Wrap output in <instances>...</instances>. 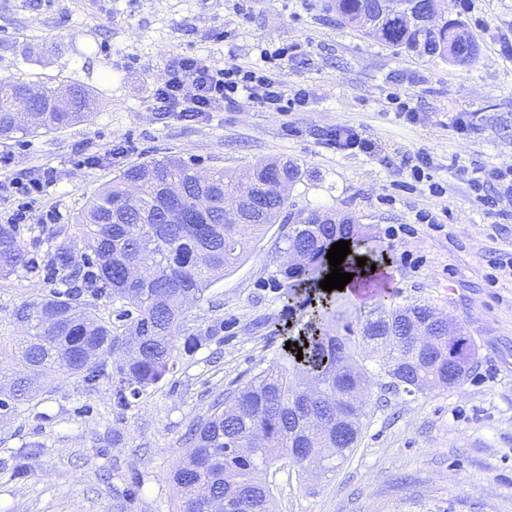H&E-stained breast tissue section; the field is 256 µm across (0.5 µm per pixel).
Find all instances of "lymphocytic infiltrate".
Instances as JSON below:
<instances>
[{"label": "lymphocytic infiltrate", "instance_id": "obj_1", "mask_svg": "<svg viewBox=\"0 0 512 512\" xmlns=\"http://www.w3.org/2000/svg\"><path fill=\"white\" fill-rule=\"evenodd\" d=\"M290 53L287 47L264 48L258 62L231 60L221 66L199 56L176 57L170 61L166 78L156 87L154 97L186 118L208 111L216 104L232 106L243 100L269 112H299L308 104L306 90L289 89L275 70L277 60ZM454 173L473 194L494 189L495 195L487 203L489 215L512 218L511 164L490 168L458 166Z\"/></svg>", "mask_w": 512, "mask_h": 512}]
</instances>
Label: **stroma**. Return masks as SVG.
<instances>
[{
  "instance_id": "stroma-1",
  "label": "stroma",
  "mask_w": 512,
  "mask_h": 512,
  "mask_svg": "<svg viewBox=\"0 0 512 512\" xmlns=\"http://www.w3.org/2000/svg\"><path fill=\"white\" fill-rule=\"evenodd\" d=\"M0 0V78L86 85L97 105L85 122L37 136L0 139V224L19 200L14 181L52 168L39 207L54 224L19 232L37 268L0 277V321L16 305L60 288L45 265L54 245L75 241L88 200L123 169L166 156L244 177L271 158L297 163L296 209L348 215L387 258L385 297L338 295L336 335L359 331L365 312L425 304L458 323L476 347L477 367L455 388L407 395L372 387L361 442L336 474L298 473L283 459L269 479L274 512H512V222L493 230L483 206L454 181L452 160L512 164V0H449L477 44L467 64L419 56L340 24L320 0ZM295 45L278 72L310 99L300 112L243 102L183 119L153 93L169 60L198 55L221 64L255 61L259 47ZM408 93L418 119L388 115L389 93ZM474 113L461 135L449 118ZM347 124L381 144L384 157L345 154L318 132ZM424 149L446 198L403 184L390 167ZM447 208L442 231L418 223ZM288 227L269 225L241 260L185 315L176 365L122 410L110 381L89 388L58 377L52 392L0 418V512H175L170 473L186 437L216 400L232 395L285 352L308 319L277 270ZM212 335L188 348L186 336Z\"/></svg>"
}]
</instances>
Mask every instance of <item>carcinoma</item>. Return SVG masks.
<instances>
[{"instance_id":"obj_1","label":"carcinoma","mask_w":512,"mask_h":512,"mask_svg":"<svg viewBox=\"0 0 512 512\" xmlns=\"http://www.w3.org/2000/svg\"><path fill=\"white\" fill-rule=\"evenodd\" d=\"M404 2L401 11L385 0H325V6L344 24L385 44L462 64L473 58L476 48L462 23H433L435 14L444 12L445 0ZM29 86L24 80L0 82V137L34 136L78 124L84 120L83 108L95 104L80 83L43 85L29 124L19 126L10 105ZM273 174L294 185L302 171L288 161L258 162L252 184L239 187L220 169L202 191L194 164L164 157L123 170L94 194L77 217L82 248L62 242L49 256L66 289L17 305L12 322L23 321L26 328L14 336L0 335V352L8 350L15 362V368L0 371V393L6 392L0 396V416L52 390L58 375L95 387L110 377L114 355L121 374L113 390L117 408L168 374L175 362L174 338L189 302L201 301L267 225L284 223L290 203L273 188L261 220L224 223V207L240 204L246 192ZM133 184L139 187L134 199L128 194ZM172 186L182 190L186 220L181 224L165 219L162 193ZM200 191L210 198L206 209L197 207ZM297 217L284 236L285 249L302 245L308 262L302 268L284 266L279 275L288 297L302 299L311 311L291 337L292 367L270 364L194 428L189 451L172 477L176 512H206L198 494L202 485L217 498L232 493L240 512H272L267 474L279 458L303 468L306 457L334 448L336 455L323 464V473L329 474L358 446L367 416L359 399L363 392L384 380L387 388L412 395L433 387L453 388L474 367L473 345L454 323L432 328L430 353L417 351L416 337L407 335L403 324L431 311L426 305L373 309L364 315L359 339L335 335L330 325L333 295L319 288L328 274L327 252L333 243L347 240L360 256L370 240L350 217L338 224L318 210H301ZM31 264L17 226L0 224V275L28 271ZM105 297L123 304L121 324L95 312L96 302ZM360 344L381 354L376 369L366 365L357 350Z\"/></svg>"}]
</instances>
